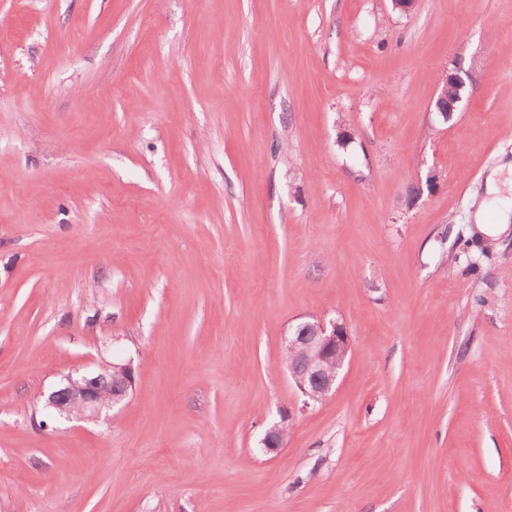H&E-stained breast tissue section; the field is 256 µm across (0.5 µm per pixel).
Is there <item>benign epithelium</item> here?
Segmentation results:
<instances>
[{
	"label": "benign epithelium",
	"instance_id": "obj_1",
	"mask_svg": "<svg viewBox=\"0 0 512 512\" xmlns=\"http://www.w3.org/2000/svg\"><path fill=\"white\" fill-rule=\"evenodd\" d=\"M472 81V73L459 65L448 71L435 111L443 116L457 111ZM351 349V337L343 325L311 316L288 328L285 364L298 390L320 402L335 391ZM133 384L131 365L101 362L94 370L66 376L42 398L45 408L60 418L97 421L128 397ZM288 431L286 418L272 423L265 430L263 447L268 451L283 447Z\"/></svg>",
	"mask_w": 512,
	"mask_h": 512
}]
</instances>
